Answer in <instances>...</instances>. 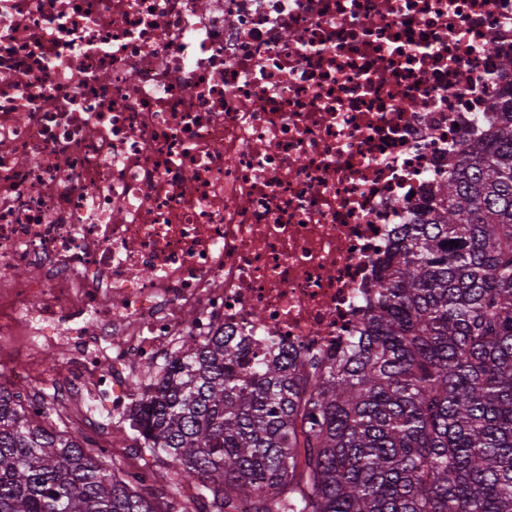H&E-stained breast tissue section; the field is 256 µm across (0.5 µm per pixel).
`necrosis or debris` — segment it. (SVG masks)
<instances>
[{
	"label": "necrosis or debris",
	"mask_w": 512,
	"mask_h": 512,
	"mask_svg": "<svg viewBox=\"0 0 512 512\" xmlns=\"http://www.w3.org/2000/svg\"><path fill=\"white\" fill-rule=\"evenodd\" d=\"M510 56L512 0H0V377L80 427L184 336L351 335ZM36 359L39 369L46 371L54 381H62L67 374V366L62 358L53 351H40L36 354Z\"/></svg>",
	"instance_id": "obj_1"
}]
</instances>
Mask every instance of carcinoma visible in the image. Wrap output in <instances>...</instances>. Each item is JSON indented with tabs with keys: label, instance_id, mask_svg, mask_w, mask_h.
<instances>
[{
	"label": "carcinoma",
	"instance_id": "carcinoma-1",
	"mask_svg": "<svg viewBox=\"0 0 512 512\" xmlns=\"http://www.w3.org/2000/svg\"><path fill=\"white\" fill-rule=\"evenodd\" d=\"M489 123L402 226L355 335L260 360L190 336L136 394L167 492L0 384V512H512V101Z\"/></svg>",
	"mask_w": 512,
	"mask_h": 512
}]
</instances>
